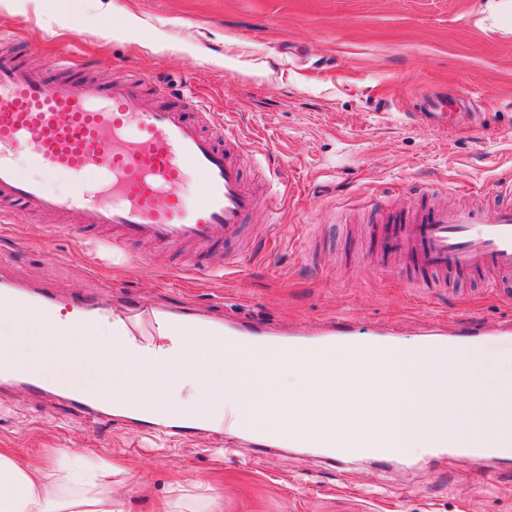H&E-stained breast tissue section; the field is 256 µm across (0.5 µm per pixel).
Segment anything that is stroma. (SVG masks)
<instances>
[{
    "label": "stroma",
    "mask_w": 512,
    "mask_h": 512,
    "mask_svg": "<svg viewBox=\"0 0 512 512\" xmlns=\"http://www.w3.org/2000/svg\"><path fill=\"white\" fill-rule=\"evenodd\" d=\"M0 30L19 55L69 56L109 83L130 73L209 98L203 124L237 122L246 180L273 168L287 197L249 235L267 254L243 268L201 269L195 258L136 246L108 254L91 223L46 233L40 221H0V282L47 289L61 313L75 295L103 308L146 302L224 325L258 320L276 332L313 331L349 316L361 337L390 324L404 346L419 323L512 319V288L454 282L415 287L410 271L375 256V198L390 212L440 202L493 213L512 177V9L488 0H15ZM128 14L134 32L118 29ZM464 96L473 123L448 131L416 116L423 97ZM52 398L24 383L0 387V448L51 462L66 451L109 461L126 512H162L178 496L211 512H512V472L434 459L418 448L381 465L331 463L306 448L225 447L176 440L133 422L80 419L56 396L91 383L47 358Z\"/></svg>",
    "instance_id": "stroma-1"
}]
</instances>
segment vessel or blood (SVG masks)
<instances>
[{
    "label": "vessel or blood",
    "instance_id": "b4317fda",
    "mask_svg": "<svg viewBox=\"0 0 512 512\" xmlns=\"http://www.w3.org/2000/svg\"><path fill=\"white\" fill-rule=\"evenodd\" d=\"M192 107L200 110L204 104L190 92L176 95L157 83L147 94L138 81L104 85L70 58H59L48 69L34 68L15 52L1 50L0 203L15 204L10 217L19 224L32 216H53L63 218L71 229L88 215L94 224L111 228L113 245L194 246L205 255L222 248L225 267H236L240 256L231 247L259 206L230 156L231 149L245 142L229 124L221 138L204 133L189 117ZM424 108L426 119L443 130L464 124L468 117V102L460 97L450 101L433 96ZM31 145L36 148L32 160L45 177L59 171L73 176L69 194H51L42 181L19 176L16 157ZM380 220L385 231L379 257L404 258L419 287H441L450 273L471 281L490 270L512 282V206L490 217L475 208L417 207L382 214ZM173 327L185 344L219 332L195 313L177 316ZM221 332L241 354L258 353L272 363L333 348L366 358L399 344L393 330L364 339L343 323L312 337L283 336L249 325ZM421 334L414 351L426 369L436 372L461 349L477 347L488 337L512 342V324L469 318L450 329L427 325ZM475 370L474 362L458 361L448 396V426L430 438L426 450L434 457L512 466V384L501 385L492 437L467 436L461 429L469 403L483 400L485 394ZM65 399L82 414L109 418L118 413L112 405L90 402L84 392L66 394ZM394 408V403H381L356 415L350 430L344 431L320 424L306 430L282 427L281 410L272 406L266 419L274 431L260 438L266 445L315 449L334 463L355 458L384 463L400 456L392 439L397 426ZM118 414L184 439L218 432L258 436L254 419L230 404L206 417L156 415L139 407Z\"/></svg>",
    "mask_w": 512,
    "mask_h": 512
}]
</instances>
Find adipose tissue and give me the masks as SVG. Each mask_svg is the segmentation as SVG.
Wrapping results in <instances>:
<instances>
[{"instance_id":"obj_1","label":"adipose tissue","mask_w":512,"mask_h":512,"mask_svg":"<svg viewBox=\"0 0 512 512\" xmlns=\"http://www.w3.org/2000/svg\"><path fill=\"white\" fill-rule=\"evenodd\" d=\"M106 461L66 452L46 469L0 449V512H123L111 485L99 482Z\"/></svg>"}]
</instances>
